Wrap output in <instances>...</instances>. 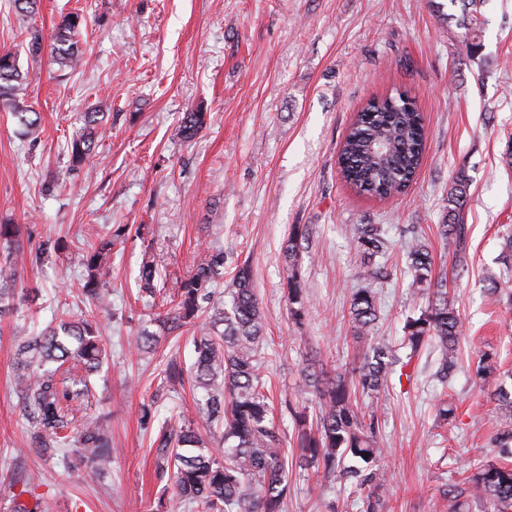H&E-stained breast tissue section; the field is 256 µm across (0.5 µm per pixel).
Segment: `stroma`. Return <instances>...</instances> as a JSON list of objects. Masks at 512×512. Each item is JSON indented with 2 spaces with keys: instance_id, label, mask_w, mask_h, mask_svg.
I'll list each match as a JSON object with an SVG mask.
<instances>
[{
  "instance_id": "obj_1",
  "label": "stroma",
  "mask_w": 512,
  "mask_h": 512,
  "mask_svg": "<svg viewBox=\"0 0 512 512\" xmlns=\"http://www.w3.org/2000/svg\"><path fill=\"white\" fill-rule=\"evenodd\" d=\"M459 11L458 0H37L30 16L0 0V50L19 52L25 100L41 115L36 135L27 136L0 106V222L21 225L34 248L68 243L18 267V284L41 295L31 304L11 300L0 316V512L30 502L22 491L30 475L40 480L44 512H157V422L210 428L191 385L171 386L162 371L172 358L191 363L192 341L207 324L188 322L153 353H135L129 340L156 330L150 314L171 307L206 246L223 249L225 277L242 263L251 267L265 322L263 379L276 427L291 432L290 407L312 400L309 354L345 369L365 349L349 314L351 292L362 284L359 224L384 225L392 241L391 277L377 295V341L401 350L405 317L427 305L411 286L403 246L414 226L431 251L433 280L463 321L460 369L450 384L434 378L437 353L427 347L397 364L382 401L359 400L388 450L391 512H448L443 491L497 455L499 409L488 397L495 381L476 379L475 369L488 355L497 376L512 374V300L485 292L488 277L506 272L502 254L512 234L505 158L512 0H487L482 9V68L457 52ZM72 12L85 20L82 66L31 57V32L49 37ZM396 90L414 96L423 114L422 166L404 195H357L340 174L339 148L356 111ZM95 108L105 114L95 155L71 169L67 144L82 113ZM196 109L206 112V126L183 140L180 119ZM460 170L469 179L461 267L453 241L439 232ZM110 224H143L149 233L113 248L104 279L109 306L97 328L108 363L86 411L104 417L112 437V464L101 474L32 450L14 386V333L45 327L61 310L92 307L78 290L82 246ZM296 224L308 227L300 248L308 315L300 326L289 313L281 253ZM147 254L160 272L151 298L136 283ZM443 399L455 413L446 424L435 417ZM147 412L155 417L148 426ZM283 512H361V502L334 478L297 469Z\"/></svg>"
}]
</instances>
